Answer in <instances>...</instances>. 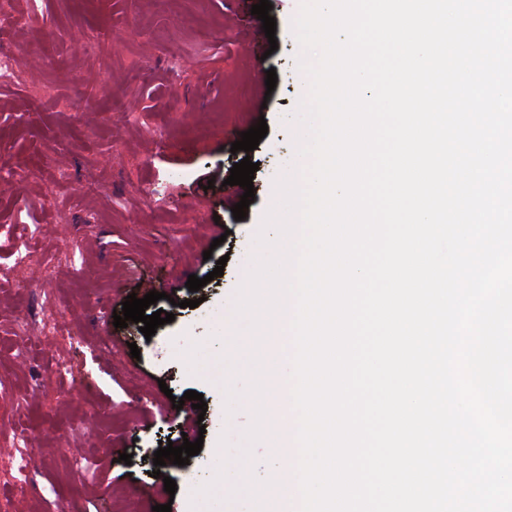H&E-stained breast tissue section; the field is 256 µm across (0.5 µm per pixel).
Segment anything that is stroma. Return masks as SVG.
Wrapping results in <instances>:
<instances>
[{
  "instance_id": "35a3bbf8",
  "label": "stroma",
  "mask_w": 512,
  "mask_h": 512,
  "mask_svg": "<svg viewBox=\"0 0 512 512\" xmlns=\"http://www.w3.org/2000/svg\"><path fill=\"white\" fill-rule=\"evenodd\" d=\"M258 2L9 0L0 17V49L42 55L0 85V168L12 174L0 184V512H123L132 498L141 512H200L238 469L269 480L267 449L243 446L249 406L224 412L223 357L245 334L233 307L252 265L246 246L276 235L261 224L295 153L307 79L290 35L293 0H271L276 44L245 49L262 26ZM260 115L268 133L258 148L232 152ZM246 156L259 168L238 221L224 208L230 186L207 187L205 176ZM219 259L224 273L201 288L198 307L165 300L173 288L190 298L189 275ZM145 280L175 316L149 338L137 323L113 325L128 295L144 298L135 285ZM189 390L207 404L202 449L187 465L155 468L152 455L183 421L173 401ZM220 450L230 464L221 482L209 467Z\"/></svg>"
}]
</instances>
